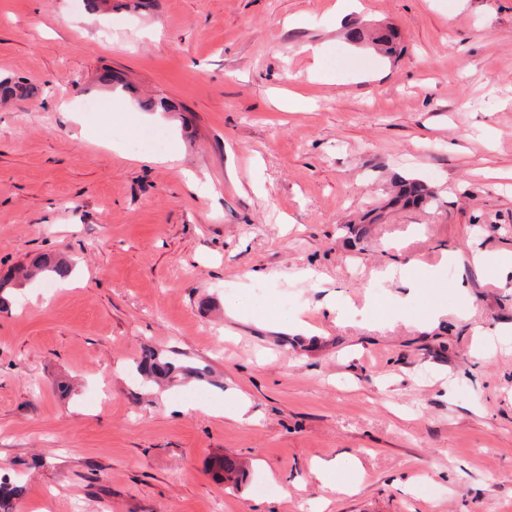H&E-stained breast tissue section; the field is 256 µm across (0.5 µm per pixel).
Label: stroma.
Returning a JSON list of instances; mask_svg holds the SVG:
<instances>
[{
  "instance_id": "stroma-1",
  "label": "stroma",
  "mask_w": 512,
  "mask_h": 512,
  "mask_svg": "<svg viewBox=\"0 0 512 512\" xmlns=\"http://www.w3.org/2000/svg\"><path fill=\"white\" fill-rule=\"evenodd\" d=\"M0 76L37 89L0 104V272H80L0 313L14 512H512V288L446 258L512 260V0H0ZM155 129L170 162L130 146ZM397 174L436 200L387 206ZM300 311L316 335L267 329ZM147 348L209 376L146 382Z\"/></svg>"
}]
</instances>
